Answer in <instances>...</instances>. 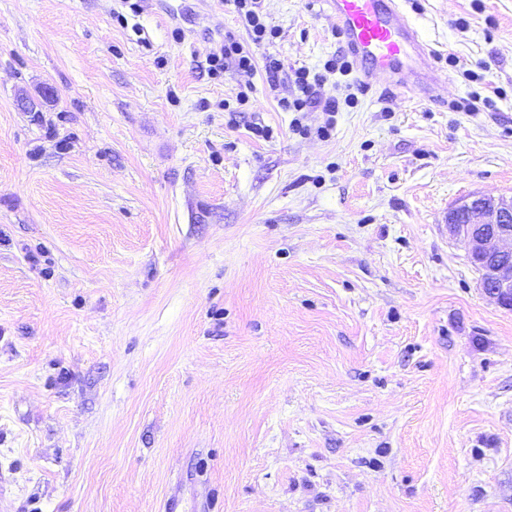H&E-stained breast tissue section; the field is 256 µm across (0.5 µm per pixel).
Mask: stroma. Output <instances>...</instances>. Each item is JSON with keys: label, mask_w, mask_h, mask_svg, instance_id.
<instances>
[{"label": "stroma", "mask_w": 512, "mask_h": 512, "mask_svg": "<svg viewBox=\"0 0 512 512\" xmlns=\"http://www.w3.org/2000/svg\"><path fill=\"white\" fill-rule=\"evenodd\" d=\"M141 5L0 0V512H512V310L444 229L512 197V0H406L422 101L322 0H262L274 87L209 70L231 0ZM294 75V83L299 94L291 100L285 97L280 99V106L288 111L301 112L306 107H315L322 104V99L315 88L319 85V78L315 75L314 82H310V72L306 69H298Z\"/></svg>", "instance_id": "35a3bbf8"}]
</instances>
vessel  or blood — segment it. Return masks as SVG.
Returning a JSON list of instances; mask_svg holds the SVG:
<instances>
[{
    "label": "vessel or blood",
    "instance_id": "b4317fda",
    "mask_svg": "<svg viewBox=\"0 0 512 512\" xmlns=\"http://www.w3.org/2000/svg\"><path fill=\"white\" fill-rule=\"evenodd\" d=\"M344 38V51L359 81L373 85L387 78L414 97L432 96L439 72L420 70L432 54L417 25L404 9V0H324Z\"/></svg>",
    "mask_w": 512,
    "mask_h": 512
}]
</instances>
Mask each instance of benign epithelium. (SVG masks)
Returning a JSON list of instances; mask_svg holds the SVG:
<instances>
[{
  "label": "benign epithelium",
  "mask_w": 512,
  "mask_h": 512,
  "mask_svg": "<svg viewBox=\"0 0 512 512\" xmlns=\"http://www.w3.org/2000/svg\"><path fill=\"white\" fill-rule=\"evenodd\" d=\"M50 91L40 98L19 97L26 112L41 111ZM448 236L468 247V256L480 265V286L499 306L512 308V197L476 195L448 211Z\"/></svg>",
  "instance_id": "1"
}]
</instances>
